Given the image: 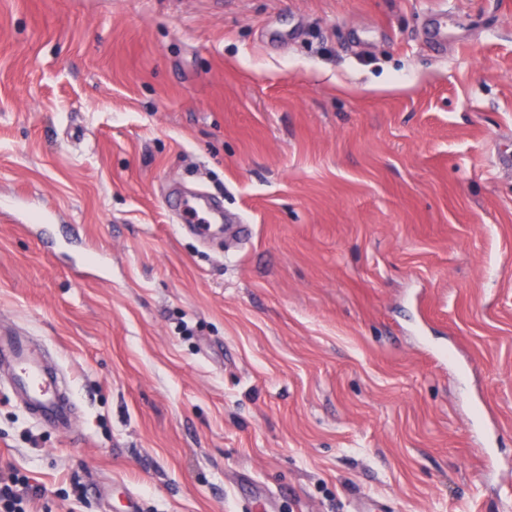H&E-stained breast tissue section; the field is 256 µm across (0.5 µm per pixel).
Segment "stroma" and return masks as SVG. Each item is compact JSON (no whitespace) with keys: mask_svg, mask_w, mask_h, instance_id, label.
Segmentation results:
<instances>
[{"mask_svg":"<svg viewBox=\"0 0 512 512\" xmlns=\"http://www.w3.org/2000/svg\"><path fill=\"white\" fill-rule=\"evenodd\" d=\"M0 325L31 512H512V0H0ZM180 215L183 223L188 224L190 228L200 235H203L213 224L209 210L204 209L195 202L194 206H190L188 200L182 204ZM7 359L11 369V387L15 397L42 424L70 427V412L59 392L58 373L45 366L22 333L0 330V368Z\"/></svg>","mask_w":512,"mask_h":512,"instance_id":"1","label":"stroma"}]
</instances>
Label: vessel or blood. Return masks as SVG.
I'll return each instance as SVG.
<instances>
[{
    "instance_id": "obj_1",
    "label": "vessel or blood",
    "mask_w": 512,
    "mask_h": 512,
    "mask_svg": "<svg viewBox=\"0 0 512 512\" xmlns=\"http://www.w3.org/2000/svg\"><path fill=\"white\" fill-rule=\"evenodd\" d=\"M181 219L200 234L212 224L210 211L198 205H183ZM4 359L10 365L13 393L23 406L46 426L69 428L70 412L59 392L58 373L35 357L24 334L0 330V361Z\"/></svg>"
}]
</instances>
